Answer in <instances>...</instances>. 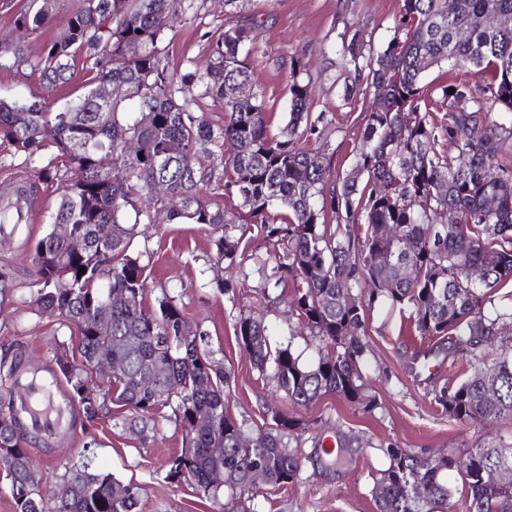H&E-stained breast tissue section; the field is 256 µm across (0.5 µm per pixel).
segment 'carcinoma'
Listing matches in <instances>:
<instances>
[{"label": "carcinoma", "instance_id": "cac0c4a2", "mask_svg": "<svg viewBox=\"0 0 512 512\" xmlns=\"http://www.w3.org/2000/svg\"><path fill=\"white\" fill-rule=\"evenodd\" d=\"M184 2L80 0L67 18L69 36L46 45L33 67L56 86L70 81L75 59L84 57L90 77L83 94L57 110L43 97L0 99V140L33 163L48 147L57 149L61 165L49 161L39 169L40 179L62 184L52 223L68 224L90 241L73 254L51 230L32 258L36 305L71 325L84 323L75 345H61L73 360L55 356L83 416L104 415L117 389L135 414L130 424L143 435L170 408L189 451L165 461L166 479L179 483L187 473L207 499L254 494L255 470L269 485L298 481L300 457L283 442L294 421L278 414L261 445L243 437L225 410L226 372L209 357L207 333L184 331L183 311L165 294L154 308L144 305L147 265L128 255L134 227L124 225L123 213L158 179L171 193L169 221L221 231L216 260L226 277L215 281L218 291L233 294L249 276L234 236L249 224L268 246L269 263L258 268L264 284H293L289 311L318 339L313 364L301 363L289 345L272 348L267 326L250 314L234 326L238 341L257 337L250 358L260 371L272 369L290 402L306 406L334 394L374 408L361 368L364 336L367 312L386 303L408 314L420 335L448 337V350L472 367L465 380L436 394L450 417L511 424L512 294L498 293L512 280V120L498 112L512 111V0H402L397 32L403 36L383 51L364 53L357 34L343 44L352 91L374 89L373 105L359 115L355 164L343 175L326 160L333 119L311 111L312 77L299 59L288 73V121L277 134L269 129L266 98L253 91L255 25L226 18L205 69L169 70L159 43ZM59 9L60 0H29L0 58L19 56ZM443 63L466 77L439 86L436 102L421 82ZM227 85L246 86L250 95L228 98ZM198 86L200 98L224 109V125L190 110L187 95ZM108 87L116 92L106 102L101 92ZM440 103L448 112L438 122L431 113ZM71 113L82 115L81 126L70 122ZM47 126L56 130L50 141L42 135ZM128 140L138 144L136 152L125 151ZM173 143L181 153H167ZM109 148L106 171L97 153ZM202 154L219 157L221 173L206 180L239 198L237 212L213 208L199 187L193 164ZM21 200L24 191L0 203V225L22 221ZM450 212L457 223H448ZM408 266L416 278L404 275ZM111 289L127 291L131 302L112 308L106 336L95 317ZM129 334L141 337L135 349L121 343ZM103 358L119 373L93 376L91 367ZM23 367L19 353L0 387L14 392ZM195 413H213L217 421L195 431ZM28 442L0 425L16 512H140V486L86 465L68 469L55 488L42 487ZM218 445L220 458L211 453ZM381 452L387 464L374 474L377 512H512V440L490 436L462 458L452 448L421 455L392 443ZM452 470L459 489L448 482ZM490 470L505 475L490 483Z\"/></svg>", "mask_w": 512, "mask_h": 512}]
</instances>
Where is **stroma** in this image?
<instances>
[{"label":"stroma","instance_id":"35a3bbf8","mask_svg":"<svg viewBox=\"0 0 512 512\" xmlns=\"http://www.w3.org/2000/svg\"><path fill=\"white\" fill-rule=\"evenodd\" d=\"M76 5V0H62L60 20L28 40L23 61L0 62V99L41 96L60 107L81 94L87 78L84 62H77L65 90L49 87L31 66L49 42L63 37L64 18ZM401 6L402 0H237V21L259 23L251 60L253 86L271 105L272 129L283 127L288 119V84L276 64L303 57L314 78L313 112L335 118L332 165L348 172L355 161L356 118L367 102L345 99L342 38L358 31L365 47L382 51L396 33ZM224 22V0H193L192 9L173 17L161 44L170 70L181 73L204 66L210 41L223 31ZM28 184L37 187L29 217L15 235L0 236V359L20 351L28 368L44 369L54 367L59 343L76 340L61 317L32 302L38 289L34 247L50 229L61 186L39 182L24 154L0 142V191ZM125 222L136 227L130 255L147 265L148 305H155L161 295L174 296L190 325L208 333V349L228 375L227 408L245 436L256 437L268 428L276 412L295 420L297 427L286 443L302 455L300 478L288 487L264 486L240 504L224 494L199 500L194 488L165 477L166 458L183 446L181 429L163 420L156 431L141 436L129 425L131 410L114 402L103 417L76 418L73 426L46 443L31 445L44 488L54 487L70 464L86 458L94 471L141 486V512H375L373 474L384 464L382 447L394 442L419 454L434 448L461 453L481 436L480 426L459 424L435 400L449 378L463 376L447 343L420 336L400 313L384 306L368 315L369 347L363 365L372 379L376 408L368 413L332 394L306 406L292 405L284 393L276 392L270 375L258 371L234 336L240 314L259 316L269 328L271 344L290 345L301 362L313 361L316 340L290 319L287 305L266 304L256 274L234 296L214 288L213 279L224 277L225 270L216 262V235L208 225L169 223L161 203L147 196L127 210ZM322 435L342 443L340 461L328 459L317 447Z\"/></svg>","mask_w":512,"mask_h":512}]
</instances>
